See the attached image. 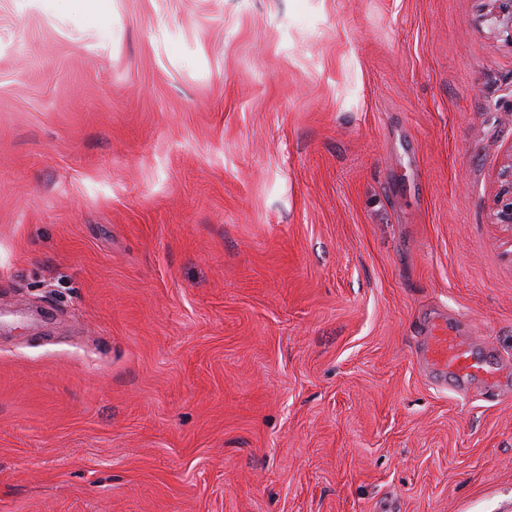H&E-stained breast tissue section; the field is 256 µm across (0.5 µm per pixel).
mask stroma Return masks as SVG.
Returning <instances> with one entry per match:
<instances>
[{"label": "stroma", "instance_id": "obj_1", "mask_svg": "<svg viewBox=\"0 0 512 512\" xmlns=\"http://www.w3.org/2000/svg\"><path fill=\"white\" fill-rule=\"evenodd\" d=\"M483 6L0 0V512H512ZM428 365L445 379L448 389L464 385L474 371L481 368L473 352L456 343L453 329L446 320L432 325L425 348Z\"/></svg>", "mask_w": 512, "mask_h": 512}]
</instances>
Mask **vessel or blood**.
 Returning <instances> with one entry per match:
<instances>
[{
	"label": "vessel or blood",
	"mask_w": 512,
	"mask_h": 512,
	"mask_svg": "<svg viewBox=\"0 0 512 512\" xmlns=\"http://www.w3.org/2000/svg\"><path fill=\"white\" fill-rule=\"evenodd\" d=\"M425 358L435 372L447 377L452 389L464 385L480 367L473 352L457 344L452 327L444 320L430 328Z\"/></svg>",
	"instance_id": "obj_1"
}]
</instances>
